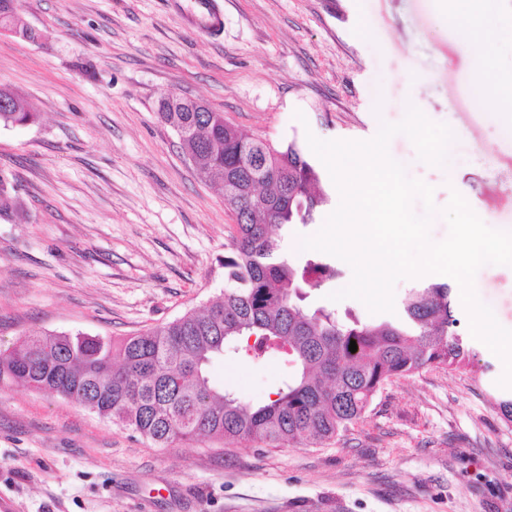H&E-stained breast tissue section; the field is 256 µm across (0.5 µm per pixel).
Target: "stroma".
Here are the masks:
<instances>
[{
    "label": "stroma",
    "mask_w": 512,
    "mask_h": 512,
    "mask_svg": "<svg viewBox=\"0 0 512 512\" xmlns=\"http://www.w3.org/2000/svg\"><path fill=\"white\" fill-rule=\"evenodd\" d=\"M218 33L186 26L170 0H22L40 37L0 32V85L37 112L0 125V172L18 209L0 217V351L31 334L134 336L224 294L235 218L219 187L158 117L170 91L241 132L368 140L414 104L455 134L452 168L389 144L437 207L459 192L488 224L512 225V116L500 108L512 47L486 77L440 0H218ZM487 80L476 103L470 87ZM278 229L304 260L340 201ZM474 285L512 329V266ZM472 373L428 367L388 382L338 442L156 447L71 399L0 381V499L14 512H512V422L497 407L504 366L476 343ZM290 365L217 359L213 383L267 401Z\"/></svg>",
    "instance_id": "35a3bbf8"
}]
</instances>
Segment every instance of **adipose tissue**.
<instances>
[{"mask_svg": "<svg viewBox=\"0 0 512 512\" xmlns=\"http://www.w3.org/2000/svg\"><path fill=\"white\" fill-rule=\"evenodd\" d=\"M460 5V12L449 13V24L454 27L463 47L482 50L483 71L489 75L495 74L497 60L489 48L506 40L499 21L500 6L497 0H460Z\"/></svg>", "mask_w": 512, "mask_h": 512, "instance_id": "ef3b65f1", "label": "adipose tissue"}]
</instances>
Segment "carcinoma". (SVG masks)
<instances>
[{
  "label": "carcinoma",
  "mask_w": 512,
  "mask_h": 512,
  "mask_svg": "<svg viewBox=\"0 0 512 512\" xmlns=\"http://www.w3.org/2000/svg\"><path fill=\"white\" fill-rule=\"evenodd\" d=\"M0 28L37 39L19 0H0ZM158 116L193 166L217 177L235 216L224 297L120 341L80 332L28 336L0 355V380L74 399L161 447L206 438L309 447L341 440L389 380L430 366L457 370L477 356L446 283L410 289L396 322L345 323L324 307L301 305V288H317L338 270L321 258L279 255L273 229L314 223L328 201L322 171L297 136L273 146L188 99L162 101ZM36 120L20 94L0 86L1 124ZM12 190L1 174L3 215L17 207ZM228 348L252 360L278 354L294 372L266 403L248 407L208 377Z\"/></svg>",
  "instance_id": "1"
}]
</instances>
